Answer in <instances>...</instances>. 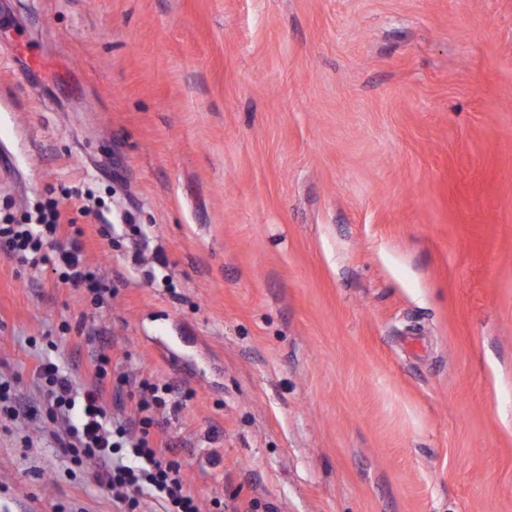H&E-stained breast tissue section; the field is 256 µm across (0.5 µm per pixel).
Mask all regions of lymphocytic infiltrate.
Returning a JSON list of instances; mask_svg holds the SVG:
<instances>
[{"instance_id": "lymphocytic-infiltrate-1", "label": "lymphocytic infiltrate", "mask_w": 512, "mask_h": 512, "mask_svg": "<svg viewBox=\"0 0 512 512\" xmlns=\"http://www.w3.org/2000/svg\"><path fill=\"white\" fill-rule=\"evenodd\" d=\"M62 214L60 201L54 199L39 209L34 222L0 224V249L24 265L56 261L62 283L83 286L93 305H102L112 290L86 263L81 229L63 223ZM63 237L69 247L55 250ZM34 374L46 396V415L60 426L59 440L72 464L100 462V479L114 491L120 512H141L148 498L161 503L165 512H199L180 462L171 459L170 447L157 445L150 437L155 412L166 407L172 386L142 383L135 418L120 421L104 403V392L112 383L108 353L97 354L93 383L82 390L52 360H40Z\"/></svg>"}]
</instances>
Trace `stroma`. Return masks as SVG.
Segmentation results:
<instances>
[{"mask_svg": "<svg viewBox=\"0 0 512 512\" xmlns=\"http://www.w3.org/2000/svg\"><path fill=\"white\" fill-rule=\"evenodd\" d=\"M89 188L102 307L0 250V512H117L34 378L102 349L201 512H512V0H0V217Z\"/></svg>", "mask_w": 512, "mask_h": 512, "instance_id": "stroma-1", "label": "stroma"}]
</instances>
